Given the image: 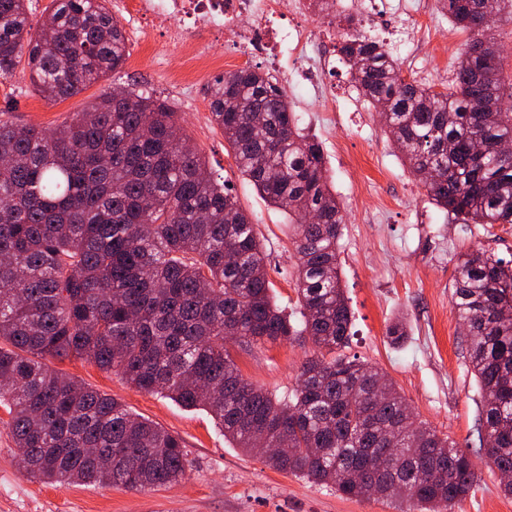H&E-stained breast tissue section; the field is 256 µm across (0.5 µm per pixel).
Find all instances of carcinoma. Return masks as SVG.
I'll use <instances>...</instances> for the list:
<instances>
[{"instance_id": "carcinoma-1", "label": "carcinoma", "mask_w": 512, "mask_h": 512, "mask_svg": "<svg viewBox=\"0 0 512 512\" xmlns=\"http://www.w3.org/2000/svg\"><path fill=\"white\" fill-rule=\"evenodd\" d=\"M468 65L444 91L406 79L352 17L339 52L356 90L435 204L465 222L512 224V112L488 34L512 0H439ZM28 0H0V77L20 63L49 101L122 69L127 39L107 0H51L32 30ZM275 78L243 68L207 86L234 162L291 219L295 310L277 305L251 217L215 178L167 99L104 93L47 130L0 119V406L28 474L141 491L182 480L180 437L51 369L76 357L135 388L202 408L232 447L263 437L273 468L346 498H402L445 512L477 483L458 444L414 418L385 374L339 354L352 311L339 274L345 223L321 143ZM480 140L484 152L474 149ZM451 299L481 396L487 465L512 473V261L481 247L458 257ZM310 342L317 353L278 399L241 375L225 343Z\"/></svg>"}]
</instances>
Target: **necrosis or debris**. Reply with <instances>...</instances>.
Segmentation results:
<instances>
[{"mask_svg":"<svg viewBox=\"0 0 512 512\" xmlns=\"http://www.w3.org/2000/svg\"><path fill=\"white\" fill-rule=\"evenodd\" d=\"M280 0H137L147 26L168 42L190 46L200 32L225 38L243 64L256 60H287L315 96L325 92L319 76L326 64L323 54L331 40L327 19L299 13L290 18Z\"/></svg>","mask_w":512,"mask_h":512,"instance_id":"4bbe7bcc","label":"necrosis or debris"}]
</instances>
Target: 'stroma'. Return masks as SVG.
Listing matches in <instances>:
<instances>
[{
  "instance_id": "stroma-1",
  "label": "stroma",
  "mask_w": 512,
  "mask_h": 512,
  "mask_svg": "<svg viewBox=\"0 0 512 512\" xmlns=\"http://www.w3.org/2000/svg\"><path fill=\"white\" fill-rule=\"evenodd\" d=\"M109 6L130 51L120 73L66 100L49 102L33 90L27 70L20 68L0 78V113L20 124L52 128L115 87L168 97L203 160L252 216L276 300L292 307L295 259L288 217L240 175L223 131L210 121L206 87L216 76L235 70L234 56L176 45L155 55L153 37L128 0H110ZM467 39L446 16H437L426 54L417 60L411 78L439 91L447 88L455 52ZM290 102L300 126L321 143L329 180L344 207L340 279L353 313L345 355L384 372L419 420L481 458L476 431L480 395L451 300V280L459 254L471 247L511 260L512 234L463 223L438 207L389 140L375 108L361 98L337 99L332 112L321 111L310 96H294ZM399 317L410 332L403 343L394 344L386 331ZM228 349L245 379L280 398L295 387L302 363L313 352L308 344L279 341L258 346L232 342ZM48 365L179 436L187 476L145 491L31 477L20 464L10 417L0 408V512H400L397 502L345 499L332 487L276 471L263 455L231 447L205 410H189L163 395L138 390L118 372L73 358H54ZM480 475L474 491L450 512H512V496L501 491L497 474L484 469Z\"/></svg>"
}]
</instances>
